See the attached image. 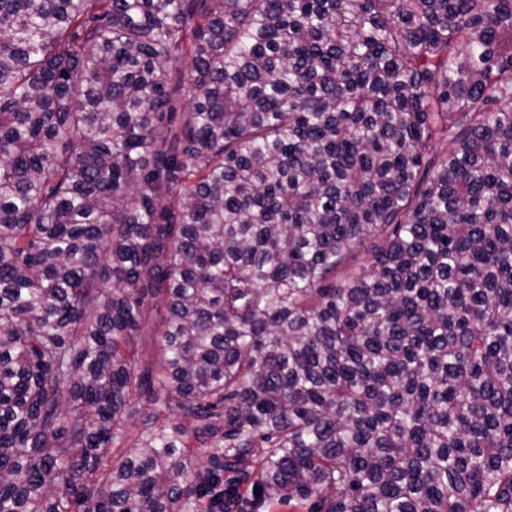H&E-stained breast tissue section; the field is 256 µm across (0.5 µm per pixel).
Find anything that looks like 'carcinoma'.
Here are the masks:
<instances>
[{
  "label": "carcinoma",
  "mask_w": 512,
  "mask_h": 512,
  "mask_svg": "<svg viewBox=\"0 0 512 512\" xmlns=\"http://www.w3.org/2000/svg\"><path fill=\"white\" fill-rule=\"evenodd\" d=\"M274 507L512 512V0H0V512ZM161 321V313L153 311V317L151 322L152 330H148L144 336H142L140 344L139 358L141 365L149 363L153 368H157L161 359V351L158 345V336H155L154 330L159 329Z\"/></svg>",
  "instance_id": "1"
}]
</instances>
